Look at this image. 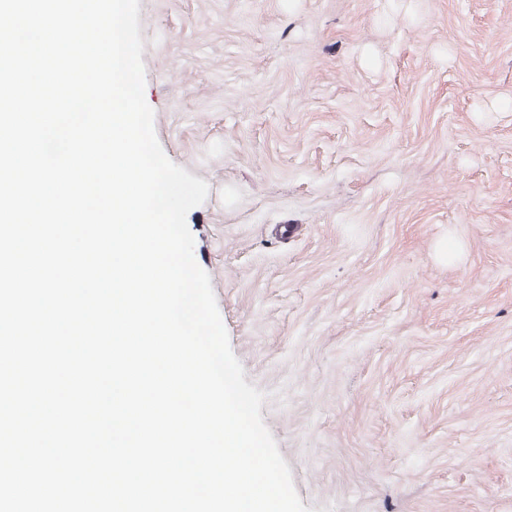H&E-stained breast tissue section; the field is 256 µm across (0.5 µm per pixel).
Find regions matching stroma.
<instances>
[{"mask_svg":"<svg viewBox=\"0 0 512 512\" xmlns=\"http://www.w3.org/2000/svg\"><path fill=\"white\" fill-rule=\"evenodd\" d=\"M145 98L312 512H512V0H140Z\"/></svg>","mask_w":512,"mask_h":512,"instance_id":"1","label":"stroma"}]
</instances>
